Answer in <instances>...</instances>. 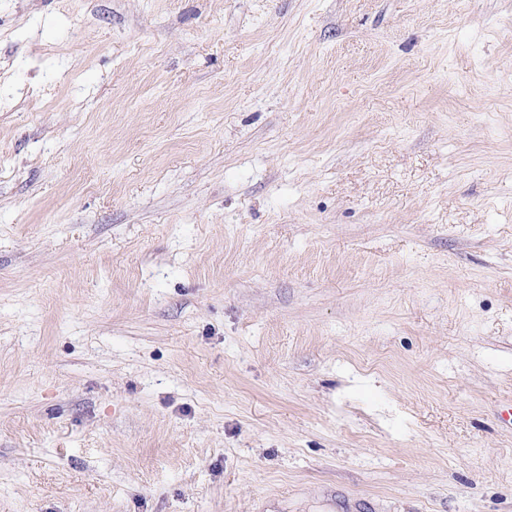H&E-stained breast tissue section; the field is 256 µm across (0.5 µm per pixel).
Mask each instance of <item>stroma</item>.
<instances>
[{
  "instance_id": "35a3bbf8",
  "label": "stroma",
  "mask_w": 512,
  "mask_h": 512,
  "mask_svg": "<svg viewBox=\"0 0 512 512\" xmlns=\"http://www.w3.org/2000/svg\"><path fill=\"white\" fill-rule=\"evenodd\" d=\"M512 0H0V512H512Z\"/></svg>"
}]
</instances>
